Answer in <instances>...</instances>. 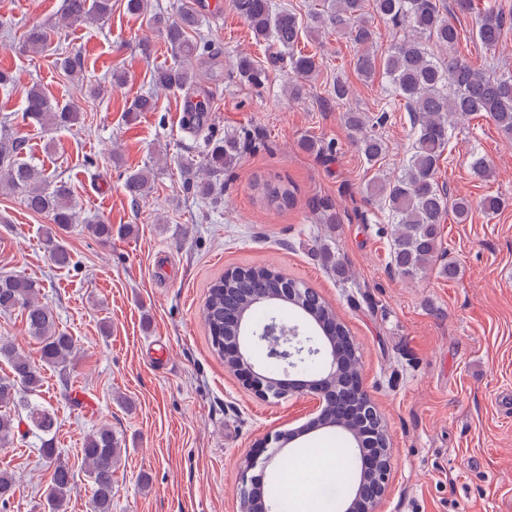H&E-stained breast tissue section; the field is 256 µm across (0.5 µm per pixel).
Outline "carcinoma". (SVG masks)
<instances>
[{"label":"carcinoma","mask_w":512,"mask_h":512,"mask_svg":"<svg viewBox=\"0 0 512 512\" xmlns=\"http://www.w3.org/2000/svg\"><path fill=\"white\" fill-rule=\"evenodd\" d=\"M235 10L258 41L276 48L271 56L274 64L288 67V96L303 98L308 82L318 70L315 56L297 49L304 34L332 30L343 34L357 46L355 70L366 79L385 78L394 96L405 102L413 114L411 148L400 173L378 177L367 188L370 198L380 202L391 224V263L402 276L417 279L435 266L440 253L438 230L447 213L463 224L471 216L473 204L465 197L452 198L439 186L440 161L457 124L477 112L486 113L497 128L512 138V73L490 76L473 68L457 56L459 33L448 17L443 0H372V9L396 28L407 30L403 40L392 45L383 59H378L372 45L374 31L365 21V0H323L322 8L300 19L292 11L273 7L272 0H233ZM458 8L475 13V38L487 49L499 45L502 20L487 6L475 9L474 0H457ZM112 13V0H65L61 21L65 26L99 22ZM170 46L174 61L154 72L153 86L159 91L189 90L197 84L199 72L195 64L206 52V41L192 36L201 27L199 15L192 10L169 20L161 15L150 17ZM52 26L33 25L23 33L20 48L38 54L51 44ZM434 43L448 54L442 59L428 46ZM236 70L245 80L257 84L260 73L253 60L242 55ZM155 109V96L139 95L125 107V117L132 120L142 112ZM22 120L43 129H60L79 120L75 104L54 105L37 84L26 94ZM352 145L370 164L378 162L385 151L382 137L369 125L363 112L350 110L343 114ZM25 139L0 136V185L21 194L25 207L50 218L64 231L79 223L71 190L62 180L51 182L43 170L25 160ZM243 153L241 133L227 131L224 139L212 144L203 162L183 163L185 172L197 171L192 178L195 193L205 199L224 198V184L213 176L236 166ZM261 200L269 207L286 209L294 204V191L281 179L255 182ZM130 195L142 197L151 191V171L141 169L126 177ZM312 210L322 224L339 223L333 206L315 201ZM87 234L99 241L112 240V225L99 219L84 223ZM45 246L50 261L59 268L74 265L70 250L48 233ZM283 288H298L297 302L314 318L336 321L339 336H348L345 325L322 296L304 283L287 279L266 268H237L228 271L210 287L203 309L211 345L218 355L224 354V339H233L235 327L228 317L248 308L262 297L277 295ZM36 284L21 275L0 276V314L21 313L28 333L40 344L41 365L31 360L14 344H0V359L10 367V375L0 377V406H13V411L0 413V446L11 444L21 423L40 440V450L52 464L51 491L43 504V512H67L74 475L58 460L55 448L57 419L53 408L37 400L43 377L41 366L64 373L76 357L73 337L59 328L53 310L38 299ZM359 380V361L343 355V367L336 384V399L326 405L327 417L358 429L368 445L382 448L383 433L371 432L381 415L364 395L354 389ZM82 453L93 488L91 512H112V476L110 463L120 453L117 438L109 426H100L88 434ZM15 492V480L8 472H0V505L5 507Z\"/></svg>","instance_id":"cac0c4a2"}]
</instances>
